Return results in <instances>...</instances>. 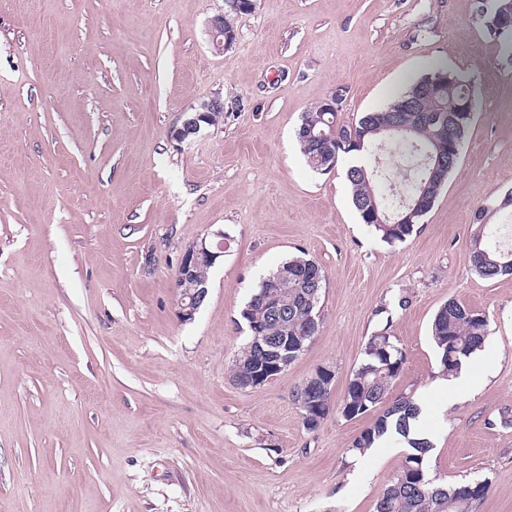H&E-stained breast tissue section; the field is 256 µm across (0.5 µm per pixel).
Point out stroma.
I'll list each match as a JSON object with an SVG mask.
<instances>
[{
    "instance_id": "1",
    "label": "stroma",
    "mask_w": 512,
    "mask_h": 512,
    "mask_svg": "<svg viewBox=\"0 0 512 512\" xmlns=\"http://www.w3.org/2000/svg\"><path fill=\"white\" fill-rule=\"evenodd\" d=\"M482 0H256L214 51L224 0H0V512H375L405 448L358 453L375 419L307 430L293 388L317 367L340 399L368 339L405 352L391 397L431 407L430 478L488 480L473 512H512V276L469 260L477 215L512 222V57ZM438 64L479 91L459 162L405 243L312 171L303 112L340 94L355 122ZM222 120L178 142L184 113ZM230 237L193 321L173 277L193 240ZM292 256L328 279L320 329L288 370L243 389L241 311ZM483 312L449 400L430 337L448 300ZM479 382L475 378L471 377L463 369L461 375L454 380H443L440 383V389L448 393V399L453 400L465 392L474 390L478 386Z\"/></svg>"
}]
</instances>
